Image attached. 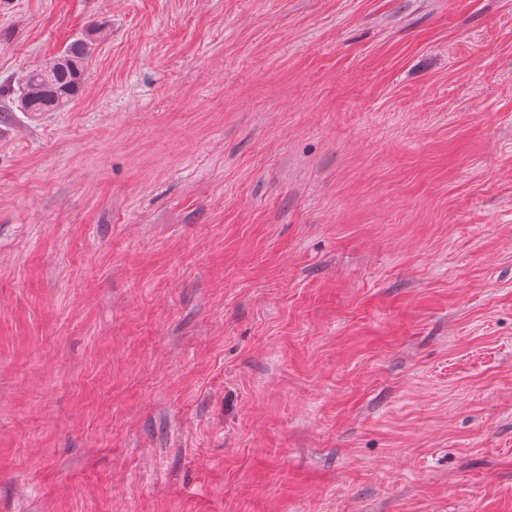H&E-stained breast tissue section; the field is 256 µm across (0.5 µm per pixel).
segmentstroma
Instances as JSON below:
<instances>
[{"instance_id": "35a3bbf8", "label": "stroma", "mask_w": 512, "mask_h": 512, "mask_svg": "<svg viewBox=\"0 0 512 512\" xmlns=\"http://www.w3.org/2000/svg\"><path fill=\"white\" fill-rule=\"evenodd\" d=\"M0 512H512V0H0ZM90 52L88 39L71 42L49 61L27 71L12 93L8 90L12 103L21 112L35 115L58 112L81 92Z\"/></svg>"}]
</instances>
